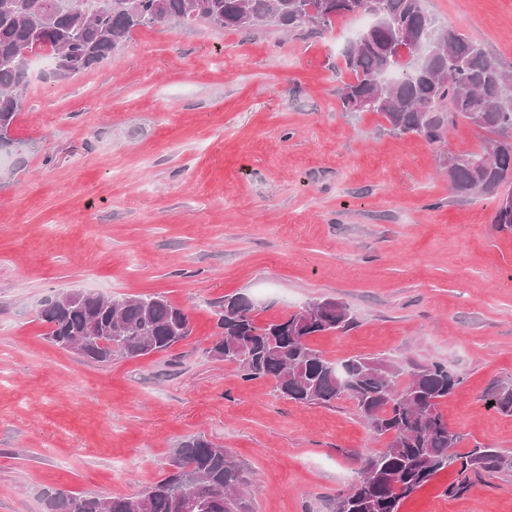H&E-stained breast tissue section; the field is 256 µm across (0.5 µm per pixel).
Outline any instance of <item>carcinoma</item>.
Instances as JSON below:
<instances>
[{
    "mask_svg": "<svg viewBox=\"0 0 512 512\" xmlns=\"http://www.w3.org/2000/svg\"><path fill=\"white\" fill-rule=\"evenodd\" d=\"M371 23L346 47L353 79L336 89L344 112H376L396 135L436 143L463 120L488 135L478 151L456 155L451 190L495 200L493 223L512 228V206L500 194L512 180V71L501 69L476 39L441 25L426 0H0V151L19 149L11 129L20 112L33 55L49 51L45 78L72 80L106 63L132 33L162 23L224 31L277 28L316 34L343 18ZM254 303L224 297L216 311L220 336L209 356L236 367L245 382L271 381L293 402L328 405L346 397L382 448H370L349 488L330 512H400L403 502L439 472L458 478L445 493L466 492L471 477L512 470V455L496 448L458 453L442 401L460 378L440 362H403L356 355L340 363L310 343L313 336L356 324L350 309L326 305L309 319L299 310L256 323ZM46 339L98 363L165 352L191 336L186 309L160 295L127 297L119 307L101 295L70 289L45 300ZM512 414V388L493 395ZM244 464L203 436L172 449L165 477L137 495L106 498L46 494L48 512H252Z\"/></svg>",
    "mask_w": 512,
    "mask_h": 512,
    "instance_id": "obj_1",
    "label": "carcinoma"
}]
</instances>
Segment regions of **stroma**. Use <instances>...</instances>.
Segmentation results:
<instances>
[{
  "mask_svg": "<svg viewBox=\"0 0 512 512\" xmlns=\"http://www.w3.org/2000/svg\"><path fill=\"white\" fill-rule=\"evenodd\" d=\"M439 22L512 70V0H427ZM358 29L315 37L161 24L70 81L33 76L0 156V512H47L45 494H138L198 434L257 483L254 512H329L372 434L353 402L303 405L211 359L214 305L242 294L263 324L316 298L357 324L312 337L333 361L388 353L463 378L441 411L460 452H512V229L459 197L448 162L478 149L395 136L342 111V55ZM158 294L192 334L103 364L53 346L42 301L67 289ZM438 473L400 512H512V472L464 494Z\"/></svg>",
  "mask_w": 512,
  "mask_h": 512,
  "instance_id": "stroma-1",
  "label": "stroma"
}]
</instances>
